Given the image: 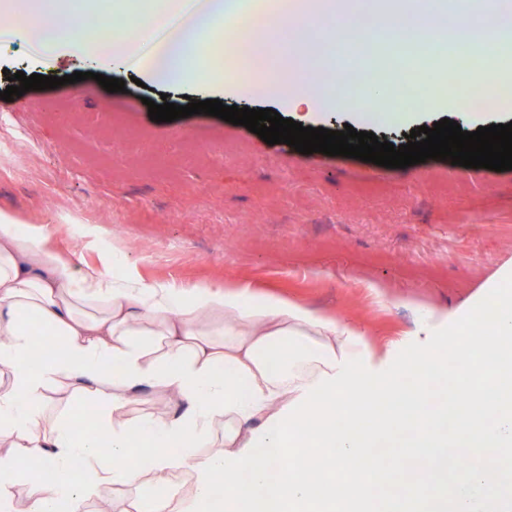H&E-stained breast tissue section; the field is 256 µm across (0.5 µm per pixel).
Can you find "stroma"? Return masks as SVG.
<instances>
[{
  "instance_id": "stroma-1",
  "label": "stroma",
  "mask_w": 512,
  "mask_h": 512,
  "mask_svg": "<svg viewBox=\"0 0 512 512\" xmlns=\"http://www.w3.org/2000/svg\"><path fill=\"white\" fill-rule=\"evenodd\" d=\"M67 54L44 64L28 44L0 42V91L16 72L89 71ZM107 92L87 79L0 99V210L19 233L46 224L73 271L116 280L245 287L352 321L377 344L420 315L450 309L512 270V170L429 159L386 168L270 145L246 127L195 114L151 121L148 101L186 105L192 84L141 87L130 72ZM228 106L270 108L303 126L344 125L401 146L412 127L459 120L462 130L512 122L418 109L413 125L357 120L267 97L212 93ZM410 305H398L400 297Z\"/></svg>"
}]
</instances>
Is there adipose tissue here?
Instances as JSON below:
<instances>
[{"mask_svg":"<svg viewBox=\"0 0 512 512\" xmlns=\"http://www.w3.org/2000/svg\"><path fill=\"white\" fill-rule=\"evenodd\" d=\"M13 38L35 41L45 62L70 53L100 66L134 68L154 81L196 79L201 91L224 80V45L213 32L224 0H27ZM132 17L128 34L103 43L83 29L105 16ZM205 43V63L195 44ZM0 210V512H55L67 501L82 512L103 484L150 485L146 498L116 495L97 512H185L171 477L188 473L201 492L199 463L210 451H245L253 431L299 397L338 360L367 353L371 369L392 347L377 349L357 325L316 312L298 300L256 295L217 284L147 285L108 279L98 267L73 273L53 246L55 228L17 231ZM224 316V324L213 319ZM53 337L45 365L34 369V332ZM295 333L328 346L334 363L293 364L290 378L265 381L248 352L264 337ZM68 388L93 409L94 427L77 430L70 412L42 431L47 388ZM147 393L172 408L138 417L131 405ZM49 479L24 500L15 489L27 464Z\"/></svg>","mask_w":512,"mask_h":512,"instance_id":"ef3b65f1","label":"adipose tissue"}]
</instances>
